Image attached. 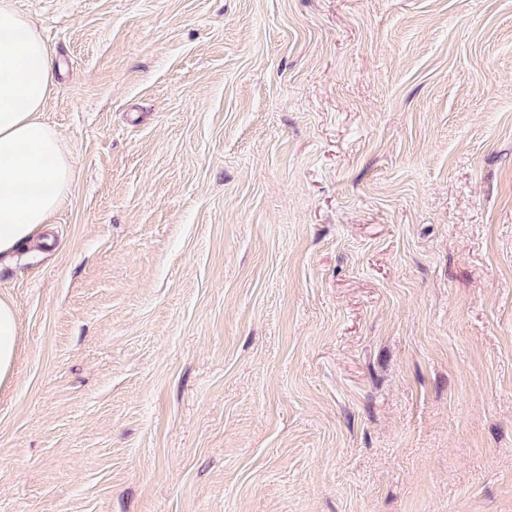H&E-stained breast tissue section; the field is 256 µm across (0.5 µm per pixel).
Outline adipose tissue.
<instances>
[{
  "instance_id": "obj_1",
  "label": "adipose tissue",
  "mask_w": 512,
  "mask_h": 512,
  "mask_svg": "<svg viewBox=\"0 0 512 512\" xmlns=\"http://www.w3.org/2000/svg\"><path fill=\"white\" fill-rule=\"evenodd\" d=\"M56 84L52 53L32 22L0 0V260L29 243L72 187L71 161L41 117ZM20 329L0 298V385L14 374Z\"/></svg>"
}]
</instances>
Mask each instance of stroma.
<instances>
[{
	"label": "stroma",
	"instance_id": "35a3bbf8",
	"mask_svg": "<svg viewBox=\"0 0 512 512\" xmlns=\"http://www.w3.org/2000/svg\"><path fill=\"white\" fill-rule=\"evenodd\" d=\"M14 5L74 184L0 512H512V0Z\"/></svg>",
	"mask_w": 512,
	"mask_h": 512
}]
</instances>
